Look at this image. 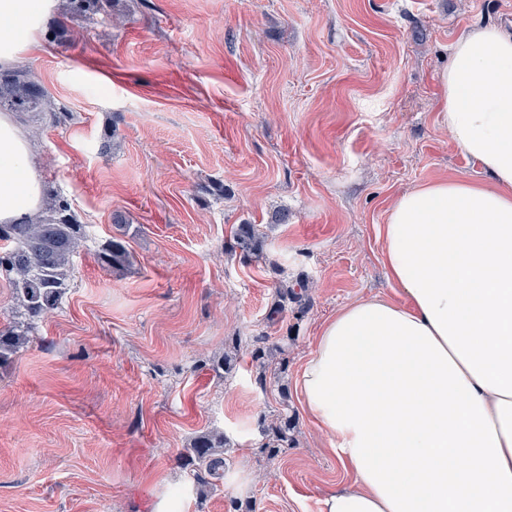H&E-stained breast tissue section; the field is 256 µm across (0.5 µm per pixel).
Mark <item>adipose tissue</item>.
Listing matches in <instances>:
<instances>
[{"label":"adipose tissue","mask_w":512,"mask_h":512,"mask_svg":"<svg viewBox=\"0 0 512 512\" xmlns=\"http://www.w3.org/2000/svg\"><path fill=\"white\" fill-rule=\"evenodd\" d=\"M57 0H0V68L23 65ZM438 76V120L488 181L399 193L381 226L402 299L329 318L298 402L350 483L319 512H512V31L474 26ZM34 140L0 113V224L43 215Z\"/></svg>","instance_id":"obj_1"}]
</instances>
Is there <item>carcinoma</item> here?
I'll list each match as a JSON object with an SVG mask.
<instances>
[{
	"label": "carcinoma",
	"instance_id": "1",
	"mask_svg": "<svg viewBox=\"0 0 512 512\" xmlns=\"http://www.w3.org/2000/svg\"><path fill=\"white\" fill-rule=\"evenodd\" d=\"M0 107L13 112H52V101L36 76L27 70L0 71ZM68 202L48 195L43 219L35 224H0V275L13 288L16 300L13 321L0 328V364L12 359L29 342L34 325L55 310L69 287L74 255L85 239L84 225L69 214ZM237 244L246 255L262 253L263 241L254 225L241 224ZM102 264L121 271L131 265L127 242L113 236L102 246ZM290 420L281 417L271 428L263 452L274 459L292 443ZM201 488L206 477H220L224 468V436L203 432L185 449Z\"/></svg>",
	"mask_w": 512,
	"mask_h": 512
}]
</instances>
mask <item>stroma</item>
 I'll list each match as a JSON object with an SVG mask.
<instances>
[{
	"label": "stroma",
	"mask_w": 512,
	"mask_h": 512,
	"mask_svg": "<svg viewBox=\"0 0 512 512\" xmlns=\"http://www.w3.org/2000/svg\"><path fill=\"white\" fill-rule=\"evenodd\" d=\"M493 22L512 0L55 9L26 68L56 113L20 120L86 238L59 306L0 365V512H318L345 486L298 372L342 306L400 300L380 236L395 196L482 179L438 123L437 76L462 30ZM119 235L134 262L115 272L97 254ZM282 286L300 298L272 321ZM259 336L281 372L260 376ZM282 414L296 442L272 460ZM205 431L227 446L202 499L182 453ZM236 238L238 246L247 256L251 255L257 258L262 253L263 241L253 224L239 225Z\"/></svg>",
	"instance_id": "obj_1"
}]
</instances>
